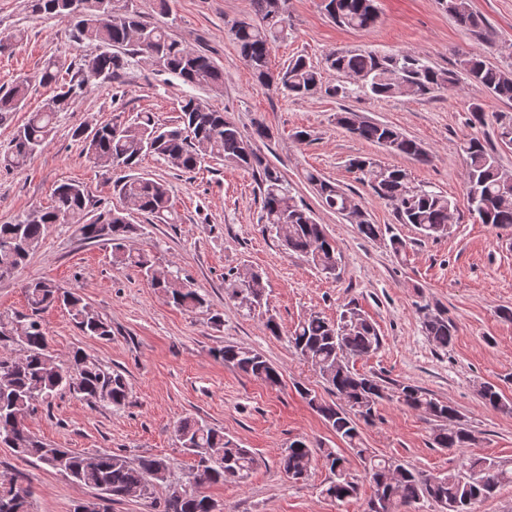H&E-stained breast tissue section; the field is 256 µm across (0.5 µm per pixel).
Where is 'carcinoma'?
Segmentation results:
<instances>
[{
    "mask_svg": "<svg viewBox=\"0 0 512 512\" xmlns=\"http://www.w3.org/2000/svg\"><path fill=\"white\" fill-rule=\"evenodd\" d=\"M114 2L31 0L33 12L70 20L76 39L95 42L104 50L81 58L77 72L69 78L62 75L58 61L50 59L45 63L40 80L46 85H56L57 92L40 110L29 113L25 123L18 127L6 165L25 166L46 143L60 114L68 111L97 81L112 78L130 58L144 57L158 70L192 87L210 91L223 88V71L210 56L145 22L129 5L121 6L122 19L112 22L103 19V13ZM456 2L458 8L448 13L461 26L474 32L485 25L483 17L472 8L471 0ZM252 3L256 20L241 22L231 29V36L242 58L264 86L297 97H308L324 89L345 97L391 98L425 96L458 81L455 72L436 69L414 53L378 54L362 49L331 52L325 57L322 69L300 56L274 73L269 68L270 50L272 43L284 38L287 0H252ZM324 9L337 25L354 30H368L378 19L375 0H328ZM459 66L470 82L499 99L512 102V71L489 63L480 54L463 56ZM329 71L361 76L364 81L351 88L332 86L326 82ZM29 92L30 83L25 78L17 79L5 91L0 90V121L21 110ZM179 112L178 123L172 127L156 123L150 112H139L128 121L117 119L91 133L77 127L73 136L82 142L86 156L118 173L112 189L120 205L96 213L91 209L90 195L84 185L69 182L58 186L50 206L32 210L11 224H0V279L11 277L22 267L51 225L71 224L86 240L110 242L113 262L139 269L174 307L191 312L206 307L207 299L194 283L179 278L154 255L133 252L126 247L135 230L127 219L131 212L150 216L159 224L178 222L169 185L139 172L140 163L147 156L188 173L208 158L260 171L261 222L275 232L285 253L305 257L323 274H336V246L327 237L323 225L296 199L280 172L263 164L252 139L243 135L224 113L210 108L194 94L182 96ZM336 124L357 138L389 148L395 154L423 163L431 161L420 141L391 125L360 120L350 110L336 113ZM462 151L469 212L483 224L512 226V185L508 187L504 183L507 172L500 168L492 150L477 137L466 139ZM349 166L367 177L374 193L393 208L400 223L414 225L427 238L448 235L456 204L447 196L411 186L407 170L401 167L375 164L363 158L353 159ZM305 179L316 189L322 206L340 216L353 200L341 185L311 171L305 173ZM24 289L28 313L12 317L0 313V325L8 319L18 324L13 336L0 338V444L13 450L16 456L32 458L114 501L141 492L152 495L156 484L171 478L167 460L144 456L132 462L118 454H99L89 464L87 456L43 442L29 432L27 420L31 414L42 405H50L62 392L75 394L91 405L102 403L115 409L129 403L130 392L121 373L79 348L63 362L47 363V328L42 313L50 307L58 303L65 306L77 329L85 335L108 339L112 328L79 294L52 280H33ZM244 291L248 298L245 307L261 306L265 283L259 272L252 273ZM422 324L425 335L437 348L446 350L453 344L455 327L443 313L425 315ZM288 341L294 352L310 362L329 389L343 400V404L337 405L317 397L316 391L307 387L300 390L311 409L364 464L374 497L388 494L400 505L426 499L439 505L441 512H474L476 504L494 496L501 486L512 483V471L488 457H466L453 471L423 475L413 467L363 447L360 423L373 420L377 406L388 393L387 387L375 377L361 375L350 366V361L375 353L382 344L377 327L358 308L345 305L334 321L311 313L298 321ZM220 357L271 388L282 384L281 372L249 348L226 345ZM477 393L485 405L512 414V400L506 399L497 386L482 383ZM396 400L436 422L432 440L437 447L466 448L476 440L474 431L461 422L458 409L426 390L413 384L400 385L396 388ZM175 432L180 447L196 458L202 485L237 482L246 478L257 464L250 450L238 440L193 417L179 420ZM317 454L324 457L333 474L323 494L337 501L356 496L357 484L348 473L347 460L334 448L317 447L304 438L296 439L281 453L279 465L288 478L304 479ZM31 496L30 488L16 480L0 482V512H30ZM214 507L208 496L194 492L165 498L160 512H213Z\"/></svg>",
    "mask_w": 512,
    "mask_h": 512,
    "instance_id": "carcinoma-1",
    "label": "carcinoma"
}]
</instances>
